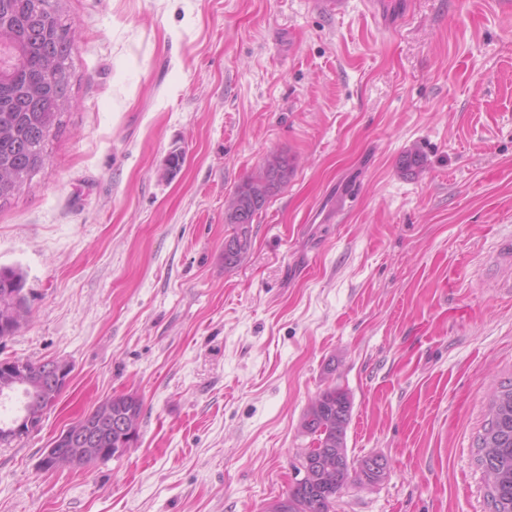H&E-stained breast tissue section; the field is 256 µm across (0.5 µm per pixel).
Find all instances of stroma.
<instances>
[{"mask_svg":"<svg viewBox=\"0 0 512 512\" xmlns=\"http://www.w3.org/2000/svg\"><path fill=\"white\" fill-rule=\"evenodd\" d=\"M381 2L65 0L73 105L0 201V266L30 309L0 360L73 372L0 446V512H266L331 384L349 456L387 463L336 512H489L476 436L512 378V10ZM274 154L294 170L227 266V206ZM122 394L142 402L133 448L40 470ZM42 412V410L37 409L35 406L30 407L23 416L14 423L13 427L5 429L2 438L5 441H10L38 428L43 420Z\"/></svg>","mask_w":512,"mask_h":512,"instance_id":"stroma-1","label":"stroma"}]
</instances>
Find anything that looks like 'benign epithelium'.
<instances>
[{
    "instance_id": "obj_1",
    "label": "benign epithelium",
    "mask_w": 512,
    "mask_h": 512,
    "mask_svg": "<svg viewBox=\"0 0 512 512\" xmlns=\"http://www.w3.org/2000/svg\"><path fill=\"white\" fill-rule=\"evenodd\" d=\"M0 388L9 391L16 386L31 384L32 377L46 387L56 389L68 382L72 367L63 360L49 359L31 366L24 360H0ZM43 420L42 410L31 407L5 430L0 437L6 441L17 439L25 433L38 428ZM112 436V400H104L98 409L94 421L82 418L63 432L57 434L45 449L41 459L44 469L61 460L67 466H82L91 457H106L112 448L103 447V441Z\"/></svg>"
}]
</instances>
